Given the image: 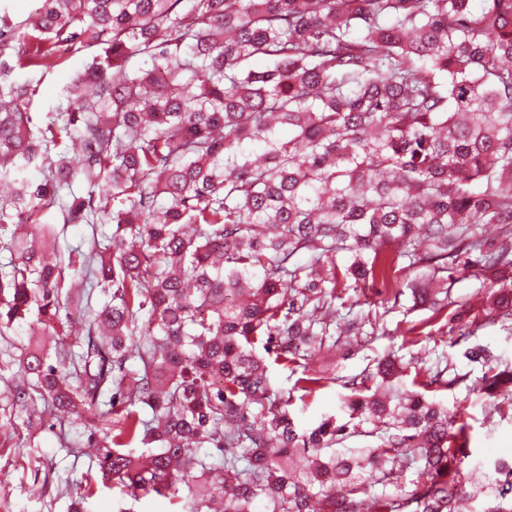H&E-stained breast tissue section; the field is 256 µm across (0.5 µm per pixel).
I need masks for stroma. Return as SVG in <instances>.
Here are the masks:
<instances>
[{
	"instance_id": "stroma-1",
	"label": "stroma",
	"mask_w": 512,
	"mask_h": 512,
	"mask_svg": "<svg viewBox=\"0 0 512 512\" xmlns=\"http://www.w3.org/2000/svg\"><path fill=\"white\" fill-rule=\"evenodd\" d=\"M91 58V51L83 50L64 54L60 65L44 73L15 68L14 78L31 77L37 83L31 109L41 122H49L57 107L65 105L64 88ZM479 288V280L469 271L456 268L450 277L451 303L439 314L414 306L410 295L399 296L394 289L379 285L350 292L353 312L375 315L376 325L368 336L342 332L335 348L318 362L328 373L348 378L361 373L374 357L389 352L405 365L418 368L433 367L438 354H446L464 380L450 389L430 388L427 395L466 423L469 442L464 469L477 479L483 476L478 463L512 458V417L491 411L475 391L482 369L465 358L467 341L460 340L441 352L435 351L434 342L449 330L460 335L465 332ZM28 334V325H17L9 330L7 339H0V512H67L77 499L83 500L86 512H116L118 503L111 490L96 491L89 498L84 495L88 458L80 449L65 445L66 436L81 430V422L60 429L54 427L53 416L45 413L28 428L11 414V371L6 367L5 349L27 342ZM343 393L342 385L335 383L294 400L290 411L296 425L309 428L324 415L336 413Z\"/></svg>"
}]
</instances>
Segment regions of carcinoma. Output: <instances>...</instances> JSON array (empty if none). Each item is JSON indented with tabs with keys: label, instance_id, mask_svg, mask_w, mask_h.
<instances>
[{
	"label": "carcinoma",
	"instance_id": "carcinoma-1",
	"mask_svg": "<svg viewBox=\"0 0 512 512\" xmlns=\"http://www.w3.org/2000/svg\"><path fill=\"white\" fill-rule=\"evenodd\" d=\"M39 2L19 68L98 53L43 126L31 80L0 77V336L28 315L47 336L10 357L15 408L84 418L73 444L103 478L181 512H459L466 426L406 367L378 359L343 381L344 417L300 430L266 357L310 396L336 381L315 365L346 290L401 279L441 312L457 263L512 332V243L482 232L512 237V0ZM52 210L122 247L62 253ZM96 291L72 336V296ZM465 356L492 410L512 401L511 365ZM355 435L378 443L341 447ZM402 460L421 464L411 500L374 495L361 472ZM484 477L487 512H512V462Z\"/></svg>",
	"mask_w": 512,
	"mask_h": 512
}]
</instances>
